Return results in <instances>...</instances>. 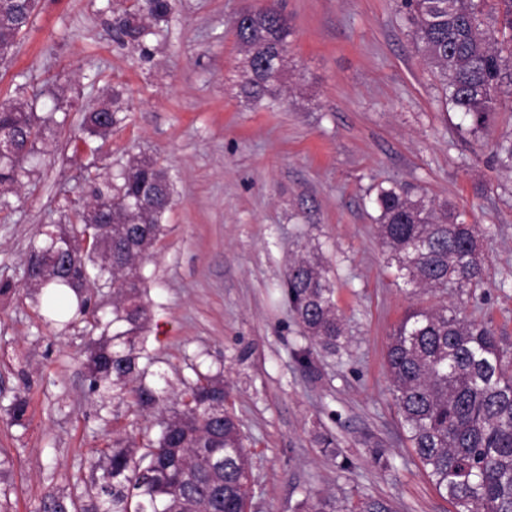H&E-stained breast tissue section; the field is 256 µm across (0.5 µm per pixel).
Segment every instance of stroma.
<instances>
[{"label":"stroma","instance_id":"35a3bbf8","mask_svg":"<svg viewBox=\"0 0 512 512\" xmlns=\"http://www.w3.org/2000/svg\"><path fill=\"white\" fill-rule=\"evenodd\" d=\"M266 0H177L142 46L117 42L116 19L142 0H37L33 24L0 64V103L37 101L64 124L47 163L0 210V490L7 512H36L46 487L80 485L113 429L142 439L197 373L220 374L251 456L248 512H297L321 494L337 508L372 496L395 512H448L402 428L385 364L393 329L433 294L402 287L375 234L379 187L454 201L493 227L481 249L490 283L466 311L512 348V171L490 140L512 135V105L488 134L458 131L443 85L415 49L400 0H276L295 36L274 107L235 95V20ZM119 94L125 121L104 144L102 172L133 157L174 184L166 231L142 266L151 321L146 381L160 397L139 410L89 390L83 320L46 324L44 294L23 268L40 225L87 193L89 156L69 139L84 109ZM318 252L335 285L346 344L315 349L284 288L288 261ZM508 288H500L501 280ZM311 352L303 369L297 350ZM31 406L23 424L14 395ZM331 434L326 448L317 433ZM383 453L391 468L374 457Z\"/></svg>","mask_w":512,"mask_h":512}]
</instances>
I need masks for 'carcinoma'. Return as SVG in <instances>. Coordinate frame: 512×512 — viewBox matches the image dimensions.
I'll return each instance as SVG.
<instances>
[{
  "label": "carcinoma",
  "mask_w": 512,
  "mask_h": 512,
  "mask_svg": "<svg viewBox=\"0 0 512 512\" xmlns=\"http://www.w3.org/2000/svg\"><path fill=\"white\" fill-rule=\"evenodd\" d=\"M176 0H144L116 25L120 41L143 44L148 20L159 21L175 9ZM503 6L502 26L512 31V0H401L416 48L433 64L445 87L446 104L467 122L466 132H488L502 106L506 71L512 68V34L498 40L484 18ZM27 0H0V48L10 50L32 22ZM235 31L245 51L238 96L258 106L274 103L286 71L288 44L294 29L280 10L264 5L237 18ZM110 123L98 126L99 111L84 113L82 136L112 133L121 122L119 100L102 103ZM51 131L33 104L16 99L0 105V134L15 142L13 154L0 158V207L7 193L29 174L27 164L39 153L38 143ZM500 166L512 169V138L493 142ZM94 185L83 208L63 207L71 228L42 229L30 252L52 259L65 242L72 258L41 279L46 322L68 315L67 292L76 300L75 314L86 317L89 335H97L87 357L89 389L101 401L129 396L141 409L153 407L156 390L145 382L136 346L150 317L143 301V279L137 266L164 235L165 215L173 201L172 183L157 162L132 157L119 174ZM377 236L388 253L395 277L420 290H452L474 298L487 287L485 258L479 238L491 228L466 222L454 204L425 194L412 195L398 186L379 187ZM98 208L112 224V236L85 221ZM288 298L296 320L315 345L334 351L344 329L335 288L316 256L300 255L288 265ZM113 288L112 309L91 306L93 288ZM387 370L401 423L416 458L436 491L456 512H512V350L502 346L488 323L466 315L453 302L412 311L399 323L389 344ZM219 375L198 373L180 393L179 409L160 425L158 435L138 443L119 436L106 452L107 461L91 463L90 484L79 493L51 487L38 512H247L251 499L249 452L239 423L229 411L218 417L210 403ZM29 400L15 397L14 422L22 423ZM224 428V440L212 430ZM300 512H340L336 502L318 496L304 501ZM352 512H392L388 501L366 497Z\"/></svg>",
  "instance_id": "obj_1"
}]
</instances>
